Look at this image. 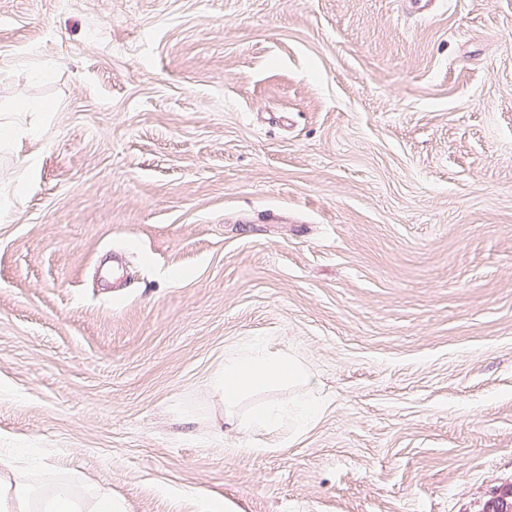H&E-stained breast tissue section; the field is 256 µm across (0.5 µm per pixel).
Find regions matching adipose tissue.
<instances>
[{"label":"adipose tissue","mask_w":512,"mask_h":512,"mask_svg":"<svg viewBox=\"0 0 512 512\" xmlns=\"http://www.w3.org/2000/svg\"><path fill=\"white\" fill-rule=\"evenodd\" d=\"M310 376L285 349L273 350L261 341L243 345L224 360V369L211 380L224 401V420L232 430L246 433L279 426L291 419L295 431L304 430L321 413L312 400L297 404H254L257 395L282 388L308 385ZM30 485L8 467H0V512H32Z\"/></svg>","instance_id":"obj_1"}]
</instances>
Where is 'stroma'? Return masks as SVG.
<instances>
[{
	"instance_id": "35a3bbf8",
	"label": "stroma",
	"mask_w": 512,
	"mask_h": 512,
	"mask_svg": "<svg viewBox=\"0 0 512 512\" xmlns=\"http://www.w3.org/2000/svg\"><path fill=\"white\" fill-rule=\"evenodd\" d=\"M0 0V455L125 512L512 489V0ZM26 179L14 193L18 173ZM321 415L218 442L252 340Z\"/></svg>"
}]
</instances>
